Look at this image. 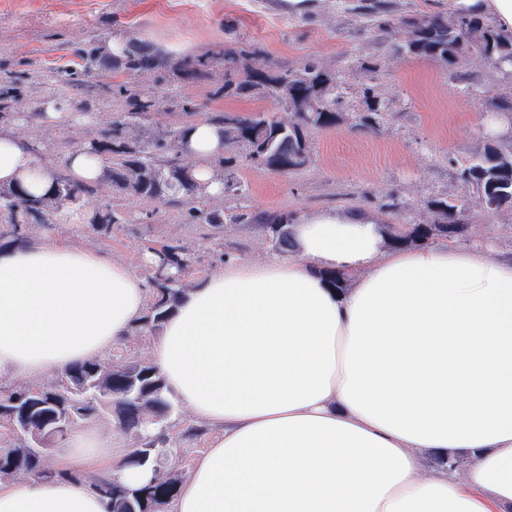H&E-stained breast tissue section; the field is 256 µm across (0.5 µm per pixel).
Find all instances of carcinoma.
<instances>
[{
  "mask_svg": "<svg viewBox=\"0 0 512 512\" xmlns=\"http://www.w3.org/2000/svg\"><path fill=\"white\" fill-rule=\"evenodd\" d=\"M369 19V28L380 35L396 37V51L405 56L441 61L454 70L459 63L473 59L500 74L512 78V34L501 33L493 24L472 12L424 13L411 17H388L383 0L355 6ZM107 39L89 43L80 54L79 68L64 71L57 77L61 84L87 93L93 91L94 80L102 79L105 71L142 73L173 67L184 79L209 80L214 68L224 65V83L218 88L222 95L246 97L257 92L271 98L288 117L268 113L242 115L221 112L210 118L224 132V147L243 146L248 159L255 163L262 157L274 170L288 174L306 166L310 160L308 133L312 129L336 124L341 115L343 91L336 75L324 69L317 61L308 60L301 67L291 69L270 60L253 67L246 63L256 54L252 45L222 49L215 53L189 56L175 63L151 52L139 41H127V50L119 56L105 52ZM454 77L468 83L469 77L454 70ZM126 98L127 110L119 113L97 139L82 147L101 156L105 165L104 185L133 197L155 203L171 204L184 200L196 203L188 211V218L213 228L224 224V210L205 205L207 195L194 176V163L184 153L183 141L188 123L166 129L159 134H146L159 111L160 98L144 95L118 85ZM365 107L354 115V127L376 130L387 106L373 89L364 94ZM18 102L12 80H4L0 87V119L15 116ZM457 175L472 186L479 204L486 211L512 207V144L501 147L487 143L483 148L459 164ZM102 187L80 185L71 176L55 181L48 196L33 197L23 190L0 186V210L6 215V224L0 233L15 241L28 238L36 227L53 223L54 217L65 209L81 206L84 199L101 193ZM469 211L466 201L434 202V223L464 225ZM234 220L261 224L274 241V247L284 250L290 246L289 237L280 235L276 225L288 223V217L264 218L246 213ZM123 213L104 204L93 214L89 224L104 234L112 233V225L125 224ZM427 225L418 224L403 234L392 232L391 242L400 245L406 241L428 238ZM155 261L143 269L151 288L146 313L134 335L144 336L159 331L162 321L188 291V277L197 263L192 249L178 239H169L153 249ZM95 372L103 392L83 400L88 415L95 420L113 413L110 402L121 404L128 393V378H137L138 412L122 421L124 428L134 433L143 446L133 449L126 465L150 473L141 485L127 486L110 476L95 477L91 485L109 498L112 512H130L129 501L138 497L145 512L155 506H167L176 496L189 466V449L198 445L205 429L197 424L181 427L176 445L171 431L176 424L172 418L173 405L167 396L163 377L146 361L128 350L110 358L88 360L62 371L55 382L33 384L13 382L0 384V402L27 398L32 390L58 398L68 393V385L79 382ZM24 442L14 436L0 437V480H9L18 474L38 479L82 480L84 475L50 467L44 458L20 454Z\"/></svg>",
  "mask_w": 512,
  "mask_h": 512,
  "instance_id": "cac0c4a2",
  "label": "carcinoma"
}]
</instances>
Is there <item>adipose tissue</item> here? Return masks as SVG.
<instances>
[{"label": "adipose tissue", "mask_w": 512, "mask_h": 512, "mask_svg": "<svg viewBox=\"0 0 512 512\" xmlns=\"http://www.w3.org/2000/svg\"><path fill=\"white\" fill-rule=\"evenodd\" d=\"M185 142L221 195V129L193 122ZM55 178L0 131V183L46 195ZM291 230V256L226 261L150 341L169 396L211 434L167 512H512V253L390 249L382 224L334 213ZM147 301L143 279L105 250L53 236L0 245V374L30 381L105 358ZM129 455L89 426L58 465L134 484ZM0 512L112 504L81 478L0 481Z\"/></svg>", "instance_id": "adipose-tissue-1"}]
</instances>
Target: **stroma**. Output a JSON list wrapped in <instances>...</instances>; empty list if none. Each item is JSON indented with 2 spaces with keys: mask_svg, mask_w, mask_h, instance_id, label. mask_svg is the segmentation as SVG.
Listing matches in <instances>:
<instances>
[{
  "mask_svg": "<svg viewBox=\"0 0 512 512\" xmlns=\"http://www.w3.org/2000/svg\"><path fill=\"white\" fill-rule=\"evenodd\" d=\"M359 0H0V76L17 81L19 119L6 122L39 151L55 171L67 169L77 142L98 136L125 99L114 82H131L163 96L155 121L170 127L218 112L270 111V98L221 97L219 79L188 82L172 70L105 79L92 93L60 91L57 73L76 68L79 52L92 39L118 32L128 39L163 47L174 59L223 47L228 40L251 44L269 59L295 68L314 59L336 72L345 97V116L335 126L309 133L311 161L290 174L257 166L243 150L224 152V168L240 180L244 192L210 198L223 209L224 225L187 224L185 205H160L117 192L84 201L80 216H57L52 235L104 249L133 271L156 242L177 238L198 256L206 275L223 269L224 256L248 260L277 258L268 233L257 224H235L238 213L297 218L323 212L356 215L381 224L413 226L433 220L437 201H470L463 244L488 243L512 251V208L486 212L473 204L472 187L459 180L450 158H462L486 141V121L499 99L512 96V80L473 61L461 63L469 78L462 84L442 62L403 56L395 42L369 31L354 10ZM376 88L388 105L381 131L354 128L349 115L364 107V91ZM55 102L61 120L40 119ZM399 199V212L387 208ZM134 213V221L116 224L111 237L95 233L89 219L103 204ZM36 229V236H44Z\"/></svg>",
  "mask_w": 512,
  "mask_h": 512,
  "instance_id": "stroma-1",
  "label": "stroma"
}]
</instances>
